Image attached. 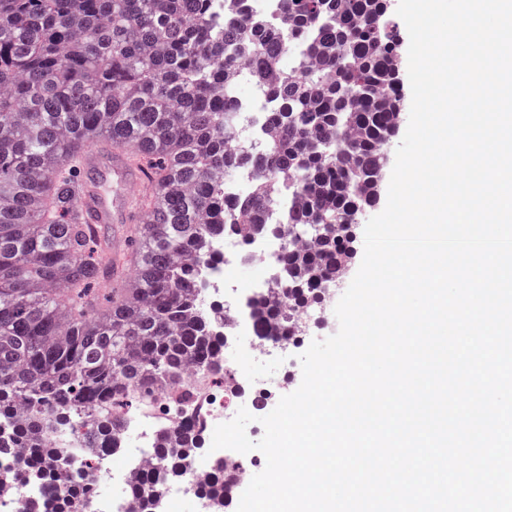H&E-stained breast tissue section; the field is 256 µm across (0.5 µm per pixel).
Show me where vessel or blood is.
<instances>
[{"mask_svg": "<svg viewBox=\"0 0 512 512\" xmlns=\"http://www.w3.org/2000/svg\"><path fill=\"white\" fill-rule=\"evenodd\" d=\"M100 177L118 187L113 197H105L98 186L87 188L81 195L80 205L90 217L91 223L131 224L138 220L137 196L133 189L146 179L145 172L132 160L127 149L113 150L106 166L99 171Z\"/></svg>", "mask_w": 512, "mask_h": 512, "instance_id": "1", "label": "vessel or blood"}]
</instances>
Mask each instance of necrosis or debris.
Here are the masks:
<instances>
[{
	"mask_svg": "<svg viewBox=\"0 0 512 512\" xmlns=\"http://www.w3.org/2000/svg\"><path fill=\"white\" fill-rule=\"evenodd\" d=\"M238 96L250 139L266 141L270 135L274 103L259 96L249 82L239 87ZM287 241L284 234L276 237L259 235L244 240L230 233L215 240L210 248L211 257L200 277L199 301L205 311L213 303L223 304L228 316L224 339L217 345V355L224 365L223 382H216L208 369L190 365L175 379L177 385L193 394L192 402L182 414L172 417L158 408L132 406L124 415L117 447L96 454L91 453L84 443L71 442L66 427L53 426L47 432L49 445L66 447L67 452L58 459L47 461L46 470H76L92 465L99 483L116 486L111 500L96 499V512H137L133 482L139 476L159 480L153 449L161 434L183 427L211 438L218 424L234 418L239 408L238 398L252 387L242 370L243 361L273 360L280 350L287 348V337L260 334L253 303L258 290L245 286L238 275L244 267L273 273ZM20 469L19 454L0 455V471L15 476L13 482L0 486V512H24L34 496L33 488L19 480ZM211 476V460L194 452L186 453L180 473L174 480L175 490L165 494L166 512H173L182 499L197 494L199 484L207 482Z\"/></svg>",
	"mask_w": 512,
	"mask_h": 512,
	"instance_id": "4bbe7bcc",
	"label": "necrosis or debris"
}]
</instances>
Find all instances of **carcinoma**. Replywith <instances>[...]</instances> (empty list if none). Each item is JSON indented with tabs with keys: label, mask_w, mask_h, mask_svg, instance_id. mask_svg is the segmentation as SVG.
Returning <instances> with one entry per match:
<instances>
[{
	"label": "carcinoma",
	"mask_w": 512,
	"mask_h": 512,
	"mask_svg": "<svg viewBox=\"0 0 512 512\" xmlns=\"http://www.w3.org/2000/svg\"><path fill=\"white\" fill-rule=\"evenodd\" d=\"M0 0V439L25 452L21 478L56 512H88L93 489L50 475L52 417L93 448L114 447L122 410L188 363L224 378L217 339L198 309V267L228 231L265 230L283 183L299 197L273 281L288 309L257 302L260 328L300 335L294 311L324 301L356 249L355 224L379 196L385 148L401 119L400 36L388 0H280L279 26L238 14L241 0ZM290 54L292 69L281 68ZM277 102L271 135L236 147L238 86ZM136 145L150 175L145 221L116 256L105 227L78 204L85 150ZM254 165L251 197L224 178ZM189 429L155 454L169 472ZM239 474L213 461L199 494L224 512ZM142 512H164L163 487L133 489Z\"/></svg>",
	"instance_id": "1"
}]
</instances>
